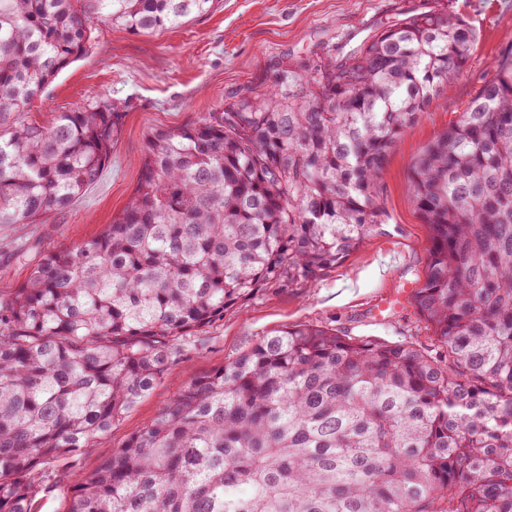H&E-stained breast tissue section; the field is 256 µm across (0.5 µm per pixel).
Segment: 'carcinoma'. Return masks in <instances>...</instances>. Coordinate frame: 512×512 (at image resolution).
I'll return each mask as SVG.
<instances>
[{"mask_svg": "<svg viewBox=\"0 0 512 512\" xmlns=\"http://www.w3.org/2000/svg\"><path fill=\"white\" fill-rule=\"evenodd\" d=\"M211 0H0V224L94 185L120 134L107 99L29 105L95 25L162 32ZM473 26L430 0L357 48L291 58L220 117L153 130L126 207L0 289V512H36L80 449L170 370L178 342L272 289L312 283L384 223L379 179L449 91ZM429 229L411 295L436 351L271 331L181 387L68 512H512V54L410 165Z\"/></svg>", "mask_w": 512, "mask_h": 512, "instance_id": "1", "label": "carcinoma"}]
</instances>
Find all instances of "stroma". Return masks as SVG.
<instances>
[{"instance_id":"1","label":"stroma","mask_w":512,"mask_h":512,"mask_svg":"<svg viewBox=\"0 0 512 512\" xmlns=\"http://www.w3.org/2000/svg\"><path fill=\"white\" fill-rule=\"evenodd\" d=\"M424 2L214 0L206 14L157 34L98 24L91 51L58 75L27 117L48 126L57 112L109 99L121 114V134L100 180L83 197L44 223L0 225V287L21 284L42 255L95 237L122 212L139 182L151 129L181 127L223 112L246 92H263L289 57L341 54ZM449 5L471 22L477 40L452 89L405 131L387 157L379 183L383 230L312 284L269 291L187 338L168 376L113 426L107 439L81 449L78 465L50 483L39 512H67L72 491L180 387L234 361L271 330L311 323L341 335L432 348V332L411 303L425 277L429 232L412 201L409 167L462 113L502 52L512 47V0H449Z\"/></svg>"}]
</instances>
